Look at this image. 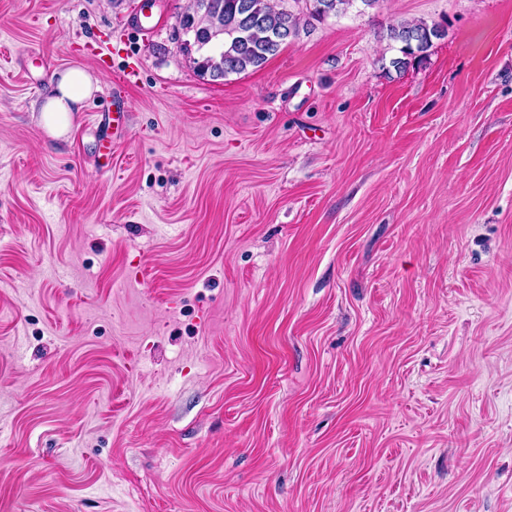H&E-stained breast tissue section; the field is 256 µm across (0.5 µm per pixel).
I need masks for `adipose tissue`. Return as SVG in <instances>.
I'll use <instances>...</instances> for the list:
<instances>
[{
  "label": "adipose tissue",
  "mask_w": 512,
  "mask_h": 512,
  "mask_svg": "<svg viewBox=\"0 0 512 512\" xmlns=\"http://www.w3.org/2000/svg\"><path fill=\"white\" fill-rule=\"evenodd\" d=\"M93 90L92 77L81 68L72 67L59 74L40 105L52 137H62L70 113L78 111L81 103L90 97Z\"/></svg>",
  "instance_id": "adipose-tissue-1"
}]
</instances>
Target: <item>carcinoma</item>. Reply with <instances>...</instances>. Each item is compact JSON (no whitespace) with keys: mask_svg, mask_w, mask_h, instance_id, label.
<instances>
[{"mask_svg":"<svg viewBox=\"0 0 512 512\" xmlns=\"http://www.w3.org/2000/svg\"><path fill=\"white\" fill-rule=\"evenodd\" d=\"M284 0H189L179 18L185 47L203 53L201 67L216 79L262 66L282 44L299 35L304 17L322 20L342 15L361 4L366 8L382 0H293L301 10L284 7ZM446 28L424 20L400 21L387 29V38L400 45L401 56L391 64L402 69L410 60L429 56L434 41Z\"/></svg>","mask_w":512,"mask_h":512,"instance_id":"1","label":"carcinoma"}]
</instances>
